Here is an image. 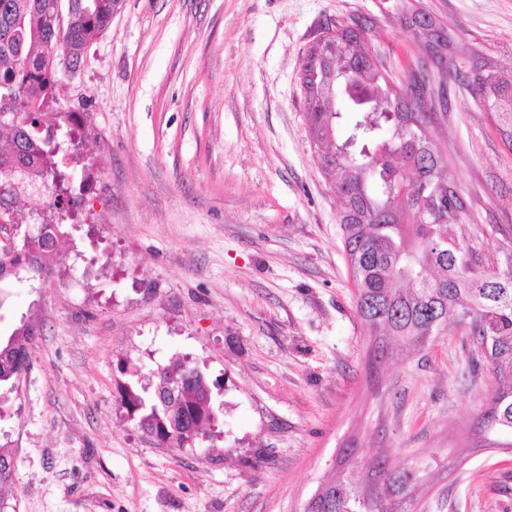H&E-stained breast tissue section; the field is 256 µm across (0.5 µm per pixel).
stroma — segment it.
Returning a JSON list of instances; mask_svg holds the SVG:
<instances>
[{
  "label": "stroma",
  "instance_id": "1",
  "mask_svg": "<svg viewBox=\"0 0 512 512\" xmlns=\"http://www.w3.org/2000/svg\"><path fill=\"white\" fill-rule=\"evenodd\" d=\"M389 0H124L64 79L81 123L78 222L37 286L0 288V327L38 328L0 406L15 459L0 512H304L378 451L417 470L410 512H512V447L484 440L497 390L468 330L370 365L340 202L311 144L300 71L328 26L399 85L433 71ZM448 64L512 69V0H420ZM427 135L464 201L461 243L499 259L512 150L465 81L429 95ZM189 356L214 383L212 438L158 445L121 403L130 365Z\"/></svg>",
  "mask_w": 512,
  "mask_h": 512
}]
</instances>
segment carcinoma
Wrapping results in <instances>:
<instances>
[{
	"label": "carcinoma",
	"instance_id": "1",
	"mask_svg": "<svg viewBox=\"0 0 512 512\" xmlns=\"http://www.w3.org/2000/svg\"><path fill=\"white\" fill-rule=\"evenodd\" d=\"M63 29L54 22L55 0H0V109L18 114L0 123V205L28 188L56 192L61 208L73 174L75 143L62 149L47 124L59 105L64 73L75 74L87 46L112 22L115 0H64ZM402 23L424 37L438 68L448 66V30L432 14L413 10ZM373 18L334 25L310 48L316 71L301 81L311 142L325 177L341 202L340 223L347 262L357 289L356 308L371 335L380 337L378 358L388 346L423 347L441 330L469 328L485 353L499 388L486 412L491 446L512 447V235L503 237L505 263L484 270L494 279L486 288L465 271V249L457 227L463 201L448 179V166L426 136L428 101L423 88L393 82L378 56L365 44ZM508 146L512 147V73L481 65L461 75ZM37 225L36 232L10 250L0 249V282L11 277L41 281L64 236V222ZM33 325L22 319L0 341V383L31 368ZM123 393L128 411L139 414L147 432L182 448L218 428L212 389L205 375L185 358L154 369L145 378L131 371ZM149 383H144V380ZM178 388L183 398L163 399L158 384ZM186 414L173 428L171 418ZM15 463L0 448V487L12 481ZM372 479L343 473L310 500L308 512H409L405 504L419 481L417 471L395 468L387 455L370 461Z\"/></svg>",
	"mask_w": 512,
	"mask_h": 512
}]
</instances>
